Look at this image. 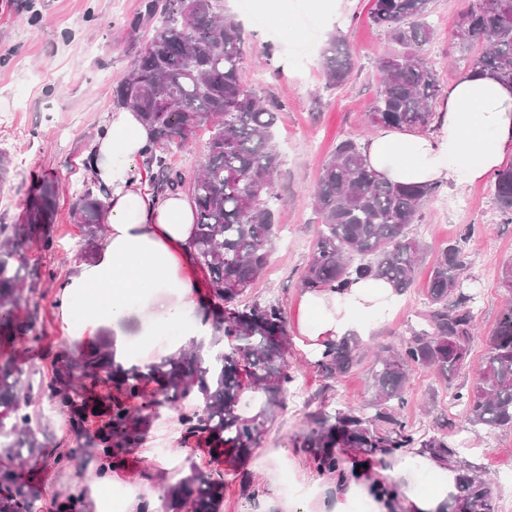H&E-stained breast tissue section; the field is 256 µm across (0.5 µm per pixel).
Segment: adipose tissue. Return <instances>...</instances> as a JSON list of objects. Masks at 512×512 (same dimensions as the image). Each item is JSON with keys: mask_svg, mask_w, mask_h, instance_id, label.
Returning a JSON list of instances; mask_svg holds the SVG:
<instances>
[{"mask_svg": "<svg viewBox=\"0 0 512 512\" xmlns=\"http://www.w3.org/2000/svg\"><path fill=\"white\" fill-rule=\"evenodd\" d=\"M152 139L138 112L112 113L92 161L95 178L110 190L107 236L91 260L74 267L57 301V316L75 338L108 336L122 364L131 331L167 337L170 352L212 332L210 284L195 268L193 202L184 193L154 198L142 183L143 151ZM362 151L394 183L484 180L512 159V86L467 74L445 91L432 131L383 128L363 141ZM300 300L298 331L318 353L326 341L367 335L400 297L388 283L369 279L342 292L305 290ZM460 474L455 460L413 448L342 482L334 512H349L362 498L373 500L374 512H454ZM380 485L392 492L377 501L373 489Z\"/></svg>", "mask_w": 512, "mask_h": 512, "instance_id": "adipose-tissue-1", "label": "adipose tissue"}]
</instances>
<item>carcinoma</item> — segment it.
Instances as JSON below:
<instances>
[{"instance_id": "1", "label": "carcinoma", "mask_w": 512, "mask_h": 512, "mask_svg": "<svg viewBox=\"0 0 512 512\" xmlns=\"http://www.w3.org/2000/svg\"><path fill=\"white\" fill-rule=\"evenodd\" d=\"M432 0H373L370 19L388 28L400 51L381 62L383 80L369 122L397 128L425 127L435 117L440 92L438 75L419 52L434 34L426 22ZM147 30L137 58L112 94L117 108L141 114L154 132L145 165L155 171L152 193L158 198L185 190L196 207L195 261L206 271L215 318L210 344L191 345L177 356L144 368L117 363L112 347L101 343L53 363V378L39 383L54 408L66 414L76 446L47 450V433L31 426L26 408L33 385L12 350L38 338L31 295L41 282L38 268L25 253L38 245L53 246L59 185L42 179L32 188L24 222L0 224V512H39L37 499L21 482L23 456H52L61 464L90 454L99 461L123 463L121 447L139 440L149 426L152 394L177 405L198 391L203 403L180 415L181 444L189 474L167 486L166 512H221L224 475L192 462V441L205 438L210 456L219 461L248 458L258 447L266 423L292 393L297 377L285 359L288 317L276 301L238 302L267 267L278 234L271 199L280 165L275 127L280 102H267L243 76L244 30L224 13L219 0H143L128 22ZM454 38L462 56L477 46L469 70L488 71L512 85V0H491L469 6L456 22ZM327 85L342 86L355 69V58L340 33L329 36L323 51ZM200 129L209 132L207 160L188 176L171 162L169 149L182 147ZM491 182L501 218L512 223V164L493 172ZM75 201L72 211L93 243L105 217L108 191L97 180ZM439 186L399 185L370 170L354 139L341 141L324 164L313 193L321 224L301 288L343 291L360 279H383L402 295L411 286L423 259L421 242L410 237L421 205L437 196ZM465 241H453L433 256L427 297L419 325L397 349L376 356L372 370L370 411L353 407L319 411L299 444L320 475L341 469L338 448L386 452L423 448L453 457L457 448L448 434H418L403 420L400 409L411 374L434 372L454 399L464 403V422L475 432L512 428V305H507L493 332L484 337L487 355L466 388L455 376L469 366L477 323L475 294L465 288ZM363 358V344L343 338L326 343L317 361L323 375L338 378ZM98 379L107 370L115 394L105 406L89 400L84 386L74 383L73 370ZM263 394L251 414L239 404L245 390ZM97 425L94 441L85 443L89 426ZM458 482L462 512H494L491 480L466 461Z\"/></svg>"}]
</instances>
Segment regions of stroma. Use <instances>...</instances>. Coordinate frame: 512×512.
I'll return each mask as SVG.
<instances>
[{
  "instance_id": "1",
  "label": "stroma",
  "mask_w": 512,
  "mask_h": 512,
  "mask_svg": "<svg viewBox=\"0 0 512 512\" xmlns=\"http://www.w3.org/2000/svg\"><path fill=\"white\" fill-rule=\"evenodd\" d=\"M0 0V115H14L0 128V151L11 160L0 182V222L19 223L33 181L51 177L60 186L56 217L50 234L52 251L31 248L43 281L32 295L38 315L39 340L20 345L17 363L33 379H50L51 362L73 349L74 341L56 316V299L73 267L86 261V233L72 216L75 193L87 179V147L96 141L113 112L112 91L129 71L134 58L133 35L126 26L142 0ZM469 0H432L428 22L432 39L420 52L435 67L441 87L464 76L468 62L454 47L457 16ZM373 0H348L339 21L356 66L339 88L325 84L322 52L334 27L295 16L300 41H289L280 28L256 25L257 8H242L240 0H224L225 9L242 24L246 45L243 73L264 99L284 103L276 129L282 165L272 204L279 234L269 263L248 292V299H279L289 322H296L301 275L310 256L320 219L312 204L324 163L344 139L362 140L368 132L364 115L380 85V64L395 52L385 27L370 20ZM415 236L428 256L420 263L415 282L391 317L372 329L363 342L373 348L399 347L422 308L432 260L430 254L448 242L465 239L468 284L476 288L475 312L481 336L470 353L469 371L459 381L469 384L470 371L484 360L483 341L495 328L508 299L500 286V269L512 257V224L496 211L490 181L444 186L424 204ZM286 356L296 376L306 378L303 401L287 397L267 424L258 448L242 465L220 464L224 475L223 512H332L335 506L330 478L316 473L297 443L311 428L310 416L349 405L364 406L372 398L371 360L340 379H328L318 357L302 343L296 329L288 331ZM192 401L153 407L154 420L140 441L122 453L124 465L112 473V512H122L126 497L147 500L180 479L185 455L180 449L178 417ZM402 413L418 433L458 434L465 457L493 481L495 512H512V429L492 435L460 431L465 406L430 371L413 372ZM33 491L42 512H56L73 483L91 490L99 463L87 455L64 465L28 463ZM250 486H243V477Z\"/></svg>"
}]
</instances>
